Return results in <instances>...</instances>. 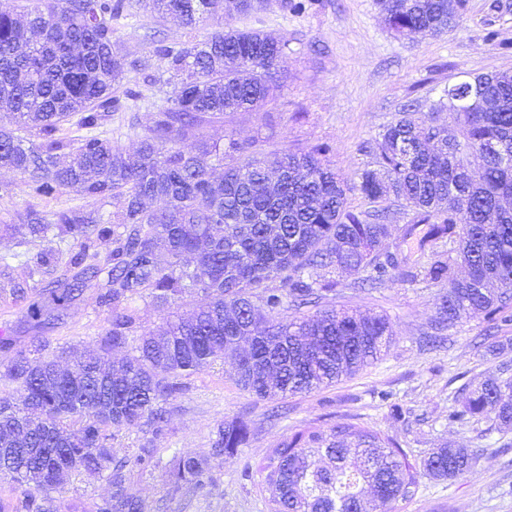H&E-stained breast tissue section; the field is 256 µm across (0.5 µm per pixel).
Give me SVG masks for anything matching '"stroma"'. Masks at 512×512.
I'll return each instance as SVG.
<instances>
[{
    "label": "stroma",
    "mask_w": 512,
    "mask_h": 512,
    "mask_svg": "<svg viewBox=\"0 0 512 512\" xmlns=\"http://www.w3.org/2000/svg\"><path fill=\"white\" fill-rule=\"evenodd\" d=\"M224 24L287 39L288 77L265 108L208 125L203 141L220 143L231 133L256 142L267 156L325 144L332 167L350 185L373 160L366 145L404 103L418 101L417 115L423 120L430 103L466 76L512 72V0H468L459 27L440 37L395 35L379 0H316L296 13L283 8L281 0H268L264 9L247 15L225 14ZM112 27L114 54L142 65L125 70L117 85L122 96L97 132L131 152L173 90L168 65L154 48L160 43L181 47L188 36L177 18L155 17L140 0H125ZM31 209L49 220L62 211L95 210L108 222L118 205L72 191L39 196L21 186L14 172L0 170V336L24 348L33 341L25 311L29 288L41 282L30 274L37 253L51 249L59 254L51 274L57 280L71 275L70 260L79 250L73 238L53 235L17 244L4 227L24 223ZM357 279L354 273H336L335 302L389 317L394 336L382 358L333 386L284 399L288 411L279 418L269 416V402L234 384L232 358L193 375L169 406L170 430L156 443L158 457L166 462L177 453L209 455L211 430L236 418L249 422L253 437L237 454L215 462L214 483L204 490L174 493L162 470L144 472L129 465L130 487L148 504V512H267L268 493L254 467L269 448L299 429L343 422L397 440L412 461L444 443L466 444L478 453L465 475L448 481L420 477L411 498L375 505L372 512H512V432L488 431L483 421L468 428L448 422L458 388L479 383L493 371L490 342L502 344L504 357L512 358V324L477 316L449 328L445 344L433 347L425 334L437 315L438 287L391 282L362 291L354 286ZM111 320L90 288L43 339L50 350L64 349L78 358L97 349ZM382 390L393 392V402L379 398ZM394 402L401 405L402 417L393 415Z\"/></svg>",
    "instance_id": "35a3bbf8"
}]
</instances>
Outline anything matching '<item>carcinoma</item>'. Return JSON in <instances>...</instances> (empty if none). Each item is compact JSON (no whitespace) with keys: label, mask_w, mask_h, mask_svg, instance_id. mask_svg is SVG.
<instances>
[{"label":"carcinoma","mask_w":512,"mask_h":512,"mask_svg":"<svg viewBox=\"0 0 512 512\" xmlns=\"http://www.w3.org/2000/svg\"><path fill=\"white\" fill-rule=\"evenodd\" d=\"M0 0V170L17 173L40 196L76 189L110 197L119 210L103 224L70 210L51 222L37 212L25 225L32 236L56 227L79 241L71 259L78 271L32 292L27 321L40 328L89 288L112 309L99 353L71 365L61 356L30 357L23 349L0 366L18 384L21 403L0 393V486L23 498L0 495V512H79L54 497L65 478L83 471L107 474L112 493L90 512H146L127 485L125 464L114 462L112 435L140 429L166 434L169 400L182 380L230 353L232 380L260 400L328 387L373 364L394 335L389 319L329 304L333 284L318 271L360 275L358 287L396 280H423L444 288L439 317L428 342L481 315L512 320V73H482L455 84V91L490 98L493 112H452L448 95L430 104L448 113L443 123H416L414 103L379 131L370 152L376 168L359 174L367 208L349 205L347 187L323 156L285 152L268 161L245 157L248 146L199 147L201 124L237 112H258L272 85L285 75L288 41L253 29L224 28L223 0H144L152 12L178 16L189 30L214 27L204 41L156 54L168 61L177 83L170 106L156 112L139 147L126 153L99 135L71 145L55 137L75 114L87 129L99 126L100 110L126 62L112 52V19L123 0ZM467 0H392L385 18L403 36L439 37L454 31ZM28 132L32 137L20 135ZM40 142L33 141V138ZM68 149V162L58 152ZM224 176H211L214 165ZM149 200H161L154 209ZM408 207L414 223L400 228L405 240L428 224L427 240L448 245L428 261L410 260L395 244L393 208ZM109 244L102 255L98 243ZM203 294L208 302L169 322L161 334L133 335L138 321L129 302L150 297L179 305ZM312 310L288 317V310ZM127 348L116 364L111 350ZM512 430V359L496 365L478 386L462 388L448 423L475 419ZM251 438L237 418L212 432L211 458L180 454L166 471L169 487L201 490L214 481L211 460L232 456ZM476 456L468 446L442 444L409 462L399 445L381 434L339 423L308 427L269 449L257 471L270 492V512H367L364 488L381 502L414 494L418 470L454 480ZM143 471L158 465L145 444L134 457Z\"/></svg>","instance_id":"cac0c4a2"}]
</instances>
